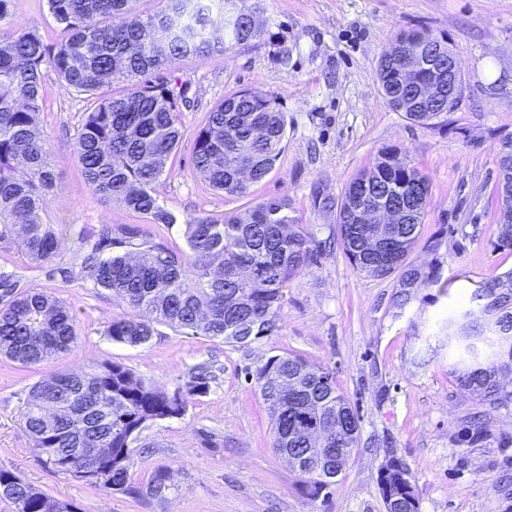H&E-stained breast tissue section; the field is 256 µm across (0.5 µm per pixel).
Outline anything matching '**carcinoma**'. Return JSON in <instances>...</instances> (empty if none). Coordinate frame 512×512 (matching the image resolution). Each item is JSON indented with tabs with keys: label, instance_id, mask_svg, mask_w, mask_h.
I'll return each mask as SVG.
<instances>
[{
	"label": "carcinoma",
	"instance_id": "carcinoma-1",
	"mask_svg": "<svg viewBox=\"0 0 512 512\" xmlns=\"http://www.w3.org/2000/svg\"><path fill=\"white\" fill-rule=\"evenodd\" d=\"M134 0H48L49 12L65 32L54 47L34 31L0 40V238H8L30 260L53 266L64 253V235L43 221L55 186L52 148L39 124L43 69L51 67L62 85L90 102L73 152L90 191L114 200L154 224L177 223L159 202L154 186L181 138L177 100L182 92L146 80L173 62L226 52L261 34L244 17L224 18V36H208L213 0H167L154 14L134 11ZM430 33L401 30L379 60L377 78L386 103L407 101L405 117L428 129L448 126V83L425 103L414 84L402 85L389 71L387 52L398 42L430 48ZM132 82L128 92L109 93L113 82ZM287 117L268 97L236 92L213 108L198 130L193 163L210 187L244 195L272 171L285 147ZM396 149L380 151L373 178L376 196L409 211V224H353L346 216L352 191L364 170L347 185L338 212L344 253L359 271L385 278L401 270L396 305L404 309L424 288L448 285L440 266L424 270L405 264L419 241L430 192L427 178L407 157L387 167ZM248 167L252 176L238 180ZM296 223L286 198L254 205L244 216L222 221L202 218L185 224L186 249L138 244L112 237L104 224L83 239L81 270L94 287L121 300L128 313L108 324L111 341L148 344L167 325L225 343L250 346L276 330L288 281L317 263L318 251ZM467 310L493 316L494 326L473 319L464 335L456 330L460 311L429 326L432 351L457 355L453 377L459 389L493 408L512 406V390L499 376L512 373V270L481 283ZM484 341L487 362L474 360L466 337ZM76 318L56 296L37 288L19 290L15 275L0 271V355L22 365L42 364L75 347ZM273 428L275 453L288 450V464L306 478L308 494L320 497L336 483L361 435L355 408L336 388L333 373L292 354L275 355L251 372ZM216 374L196 368L171 393L157 389L124 364L103 359L88 370H69L36 383L29 391L23 426L43 460L57 471L76 475L92 469L88 483L109 493L166 499L170 471L158 466L147 483L130 481L132 444L147 425L180 419L188 403L209 392ZM385 512H420L410 467L390 455L378 468ZM14 512H69L72 503L52 500L10 470H0V499Z\"/></svg>",
	"mask_w": 512,
	"mask_h": 512
}]
</instances>
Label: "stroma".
I'll use <instances>...</instances> for the list:
<instances>
[{
	"label": "stroma",
	"mask_w": 512,
	"mask_h": 512,
	"mask_svg": "<svg viewBox=\"0 0 512 512\" xmlns=\"http://www.w3.org/2000/svg\"><path fill=\"white\" fill-rule=\"evenodd\" d=\"M263 35L224 53L190 57L153 72L157 83L185 88L179 103L182 139L155 192L177 224L144 221L122 203L91 193L72 143L86 101L67 91L52 70L41 81L40 127L54 153L56 187L44 220L63 225L61 266L49 274L14 244L0 240V271L21 287L60 298L77 318L75 348L23 367L0 357V469L12 471L54 500L80 512H385L377 470L385 455L406 462L421 512H512V407L492 408L462 393L447 351L425 348L413 308L393 300L397 276L358 272L339 240L337 214L348 183L379 152L395 148L427 176L430 203L409 264L439 265L448 293L425 305L436 321L461 309L477 286L512 269V250H497L496 147L512 137V0H246ZM401 29L447 40L462 74L461 101L444 130L406 119L385 102L377 79L380 54ZM37 31L49 44L61 30L47 0H12L0 35ZM241 90L274 98L286 113V145L271 173L247 195L214 190L196 173V132L224 98ZM288 198L320 257L285 290L277 330L238 347L169 326L144 346L112 342L111 319L126 308L78 274L83 235L101 225L117 238L184 248V223L245 215L257 202ZM294 354L332 369L336 386L361 416V439L327 496L313 499L305 480L272 449L268 411L249 377L274 355ZM109 358L159 389L184 385L195 366L216 379L183 418L148 425L134 444V484L157 465L171 466L163 503L110 494L44 463L21 416L30 388L66 369H89ZM486 431L474 436L468 420Z\"/></svg>",
	"instance_id": "1"
}]
</instances>
